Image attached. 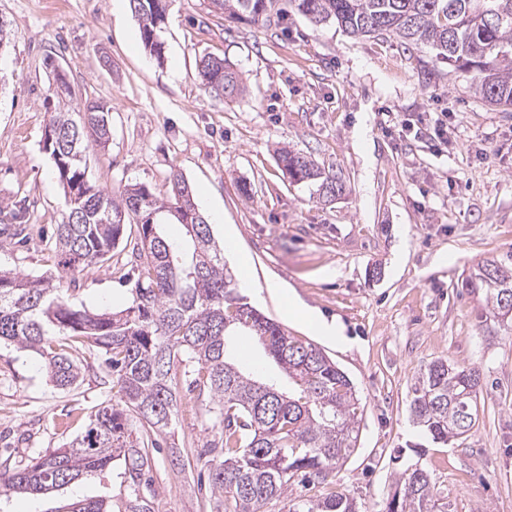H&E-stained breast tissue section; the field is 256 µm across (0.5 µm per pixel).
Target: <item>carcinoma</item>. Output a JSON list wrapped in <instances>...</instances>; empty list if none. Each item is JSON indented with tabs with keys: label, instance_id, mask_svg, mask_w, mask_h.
I'll list each match as a JSON object with an SVG mask.
<instances>
[{
	"label": "carcinoma",
	"instance_id": "carcinoma-1",
	"mask_svg": "<svg viewBox=\"0 0 512 512\" xmlns=\"http://www.w3.org/2000/svg\"><path fill=\"white\" fill-rule=\"evenodd\" d=\"M216 10L258 28L278 25L279 0H210ZM294 12L317 27L337 24L354 37L392 36L405 45L430 49L435 59L473 74V88L503 112H512V0H287ZM144 47L162 56L168 0H130ZM197 77L214 98L232 99L245 90L242 76L226 58L204 57ZM74 91L59 95L48 125L63 137L66 157L55 164L65 193L80 191L65 203L56 225L58 266L71 276L112 253L126 226L135 224L133 252L141 273L131 288V303L119 312L91 311L69 303L66 290L48 277L0 271V340L45 359L49 380L69 389L81 375L70 352L78 342L101 359L116 393L91 411L83 431L59 448L26 461L0 460V493H42L68 486L88 472L124 464L131 489L117 510L102 500L78 501L70 512H152L139 492L149 472L154 437L171 434L178 412L176 369L212 405L220 436L202 449L208 487L224 512H261L295 477L328 482L357 442L359 399L353 383L315 345L304 344L250 306L224 263V249L197 210L193 191L180 173H171L166 196L142 184L126 186L114 197L88 180L89 143L111 136L109 108L102 103L70 105ZM283 171L295 182L317 181L327 202L343 193L339 176L320 168L311 156L287 148L277 151ZM196 225L185 247L168 241L163 219ZM466 287L486 292L495 313L512 323V252L481 264ZM255 337L291 380L284 390L243 373L231 360L233 336ZM478 370L443 360L431 363L414 383L413 423L435 442L468 437L477 417ZM433 487L422 468L405 471L385 512H432ZM292 512H359L357 501L328 493L301 499Z\"/></svg>",
	"mask_w": 512,
	"mask_h": 512
}]
</instances>
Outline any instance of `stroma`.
<instances>
[{
	"label": "stroma",
	"mask_w": 512,
	"mask_h": 512,
	"mask_svg": "<svg viewBox=\"0 0 512 512\" xmlns=\"http://www.w3.org/2000/svg\"><path fill=\"white\" fill-rule=\"evenodd\" d=\"M11 40L0 52V206L21 205L30 239L0 232V270L60 278L52 235L64 190L43 148L54 69L76 102L110 110L107 147L90 146L87 177L108 192L128 184L162 190L171 172L224 204L255 289L279 281L344 329L330 342L282 315L278 299L255 307L289 336L320 348L352 381L359 435L330 484L288 492L263 512H288L307 495L339 492L363 512H384L398 477L425 469L448 512H512V328L471 292L478 264L512 251V112L489 105L469 75L450 72L424 48L389 36L354 38L336 24L287 16L280 28L225 19L209 0H170L164 56L145 49L132 13L112 0H0ZM229 59L246 92L218 101L200 85L198 60ZM448 115V147L402 136L405 122ZM287 147L338 173L345 190L324 202L312 182L295 183L278 165ZM250 185L251 196L239 191ZM135 264L128 245L108 263L77 274L69 300L119 310L131 299ZM82 375L71 389L49 381L40 358L0 343V457L21 459L60 447L105 399L109 377L80 349ZM478 369L477 419L466 438L446 444L414 427L412 388L434 359ZM174 437L154 451L153 512H212L200 467L179 471L172 449L189 457L216 434L209 405L177 375ZM129 489L107 469L48 494L0 496V512H67L78 500L119 499Z\"/></svg>",
	"instance_id": "stroma-1"
}]
</instances>
